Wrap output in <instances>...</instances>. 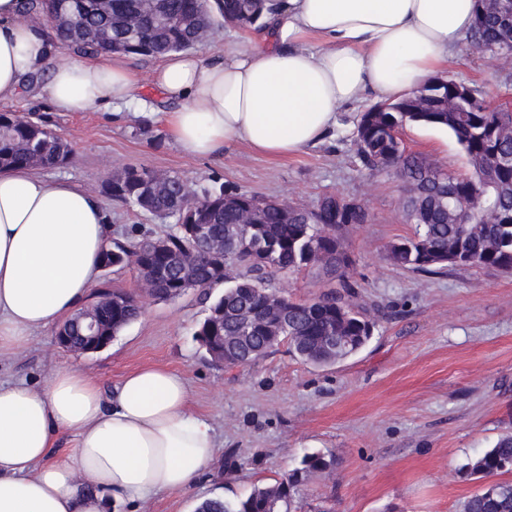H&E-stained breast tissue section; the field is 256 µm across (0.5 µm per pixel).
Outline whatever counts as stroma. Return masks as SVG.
Instances as JSON below:
<instances>
[{
  "mask_svg": "<svg viewBox=\"0 0 512 512\" xmlns=\"http://www.w3.org/2000/svg\"><path fill=\"white\" fill-rule=\"evenodd\" d=\"M151 57L128 65L141 85L143 107L54 112L34 92L0 102V112H33L64 134L71 161L49 174L93 196L112 171L149 167L178 174L192 189L220 182L309 207L335 194L363 204L367 223L345 233L359 301L374 317L372 336L357 354L327 367L307 365L279 346L247 366L215 365L195 331L208 304L200 292L143 300L142 316L104 349L76 354L60 348L54 328L31 332L21 347L0 352V380L42 388L61 367L92 376L104 391L141 367L163 366L187 379L194 413L209 419L218 443L212 472L180 491L129 502L120 512H195L212 496L237 499L279 480L304 455L331 460L308 476L296 512H458L483 483L465 466L512 434V273L454 267L429 274L394 265L388 245L412 236L402 211L404 188L393 171L372 172L358 154L356 126L373 98L341 109L319 145L288 158L240 146L193 158L176 146L166 123L169 104L150 83ZM476 89L496 110L512 111V62L463 40L442 73ZM408 151L464 174L467 157L448 131L412 125ZM112 241L166 236L170 220L111 200L102 202ZM276 288L297 300L329 288L317 268L281 273ZM235 451L240 468L217 481L215 470Z\"/></svg>",
  "mask_w": 512,
  "mask_h": 512,
  "instance_id": "obj_1",
  "label": "stroma"
}]
</instances>
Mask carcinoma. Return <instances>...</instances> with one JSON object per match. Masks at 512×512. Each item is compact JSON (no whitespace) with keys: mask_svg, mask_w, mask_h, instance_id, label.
<instances>
[{"mask_svg":"<svg viewBox=\"0 0 512 512\" xmlns=\"http://www.w3.org/2000/svg\"><path fill=\"white\" fill-rule=\"evenodd\" d=\"M23 14L34 15L50 30L61 50L93 55L103 47L102 36L125 55L159 57L197 49L209 34L214 15L232 27H262L256 0H220L213 11L208 0H22ZM471 40L496 55L512 52V13L499 0L487 5L470 33ZM415 96L399 100L398 112H365L357 127L360 158L372 170H394L405 186V221L415 225L413 236L392 243L388 259L395 265L437 273L445 267H472L512 272V115L493 112L475 95L473 104L459 108L448 99L427 102ZM408 124L446 128L454 134L469 159L470 172H448L427 158L406 151L392 135ZM73 154L65 136L32 118L15 112L0 113V171L40 165L55 168L67 164ZM492 175L491 183L483 181ZM105 197L140 210L162 213L173 219L163 247L147 251L144 241L129 247L111 246L103 254L108 264L130 266L139 277L151 279L156 297L174 300L191 290L224 286L195 332L196 341L219 366L249 365L285 344L299 360L316 366L335 363L358 352L364 345L365 326L373 325L368 310L354 303L355 284L346 276L352 260L344 249L342 231L365 224L369 213L360 204L327 195L309 208L281 204L246 191L214 183L188 194L176 174L147 167H125L102 187ZM253 215L255 230L244 240L225 244L224 273L206 257H198L186 272L180 257L192 248L185 225L205 224L219 243L228 229ZM321 249L331 260L318 266L336 288L310 304L276 302L294 326L290 335L279 333L267 319L268 297L279 295L269 286L277 273L314 265L313 250ZM112 292V303L92 301L78 308L62 325L71 329L72 351H79L83 314L112 318V335L137 320L143 305L126 290L102 284ZM512 464V435L500 437L467 464L469 475H495ZM295 474L309 475L327 468L319 454L301 461ZM297 485L284 478L260 487L236 500L210 498L197 512H292ZM459 512H512V482L490 485V492L465 499Z\"/></svg>","mask_w":512,"mask_h":512,"instance_id":"1","label":"carcinoma"}]
</instances>
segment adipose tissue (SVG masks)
I'll return each instance as SVG.
<instances>
[{"label":"adipose tissue","mask_w":512,"mask_h":512,"mask_svg":"<svg viewBox=\"0 0 512 512\" xmlns=\"http://www.w3.org/2000/svg\"><path fill=\"white\" fill-rule=\"evenodd\" d=\"M475 0H264L249 46L209 60L163 56L151 82L175 105L172 138L189 156L236 145L273 158L325 140L340 108L364 95L393 103L433 79L469 34ZM45 26L0 0V102L41 70L38 95L56 112L137 105L125 55L53 62ZM109 241L106 213L76 183L31 168L0 172V350L69 316L95 282ZM179 372L147 366L112 396L81 371L57 369L43 389L0 381V512H109L187 488L209 470L217 442L192 413ZM74 437L48 462L54 434Z\"/></svg>","instance_id":"obj_1"}]
</instances>
